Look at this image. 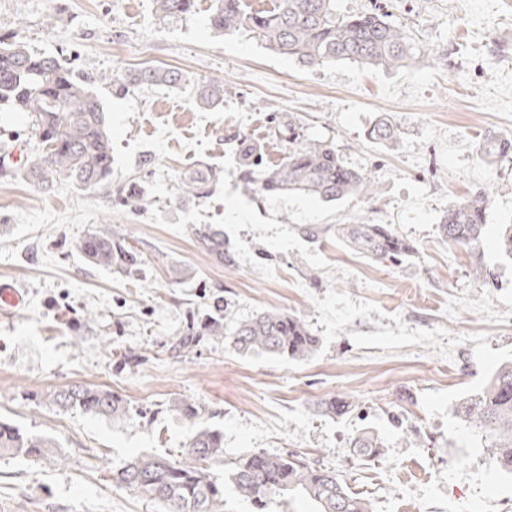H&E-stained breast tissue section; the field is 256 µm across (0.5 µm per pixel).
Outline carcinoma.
Here are the masks:
<instances>
[{
	"instance_id": "carcinoma-1",
	"label": "carcinoma",
	"mask_w": 512,
	"mask_h": 512,
	"mask_svg": "<svg viewBox=\"0 0 512 512\" xmlns=\"http://www.w3.org/2000/svg\"><path fill=\"white\" fill-rule=\"evenodd\" d=\"M161 19L188 15L195 0H154ZM208 26L216 34L233 35L247 30L266 49L314 68L336 61H350L385 71L406 67L416 59L417 46L408 30L391 23L379 9L342 14L335 0H272V7L252 10L246 0H214ZM183 83L180 72L144 67L117 82L123 92L131 85L175 88ZM224 102V81L211 78L198 86L196 103L215 108ZM0 109L22 112L32 121L39 146L19 161L6 164L8 153L0 154V171L11 172L42 188L60 181L80 190L98 189L112 176V140L108 112L90 84L77 76L69 63L53 56L34 54L26 45L0 38ZM285 132L288 152L276 165L251 163L242 173L244 186L252 193L269 195L301 190L326 202L348 196H370L375 192L371 177L348 166L331 143L309 141L290 118ZM398 125L378 118L368 130V138L383 145L394 144ZM512 152V141L492 139L483 144L487 156ZM220 172L196 169L184 175L179 191L204 198ZM118 201L125 206L142 202L140 190L131 184L121 188ZM487 199L480 192L455 201L440 219V231L448 243L466 250L472 257L480 253L485 236ZM192 236L199 248L217 263L232 265L234 255L224 248V233L211 224H194ZM300 234L314 242L328 237L353 250L381 260L398 261L415 253L414 245L386 224H302ZM84 258L100 267L134 270L143 261L140 252L126 240V234L104 224L78 245ZM219 336L224 323L218 317L191 319L178 340L182 350L191 348L205 334ZM231 344L240 352L266 353L301 359L314 352L318 338L298 317L279 309H269L238 324L230 333ZM62 407L78 408L103 417H120L126 405L112 393L74 386L51 394ZM328 416H343L353 410L345 397L333 396L318 403ZM180 414L192 427L183 457L136 456L117 472L120 486L150 497L159 512H213L224 497V483L209 467L221 461L224 438L217 431L198 425L201 409L194 404L179 406ZM456 414L464 423L482 432L484 448L503 470L512 474V362L501 366L484 390L462 398ZM54 448L42 435L22 431L0 422V452L9 451L41 461ZM356 455L371 461L383 454V445L374 434L363 432L353 439ZM231 483L242 497L264 510L271 497L287 490H299L319 508V512H368L367 503L349 490L334 470L305 462L296 454L270 456L252 454L239 461L231 472Z\"/></svg>"
}]
</instances>
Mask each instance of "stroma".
Segmentation results:
<instances>
[{
    "mask_svg": "<svg viewBox=\"0 0 512 512\" xmlns=\"http://www.w3.org/2000/svg\"><path fill=\"white\" fill-rule=\"evenodd\" d=\"M212 3L196 0L195 13L162 20L153 0H0V36L68 60L90 79L110 116L113 159L109 184L96 191L0 176V285L23 293L0 315V421L52 438L57 454L33 461L0 453V512H158L112 474L136 455L181 458L189 424L177 408L186 401L201 407L202 426L224 435L223 459L211 469L224 483L214 512H257L230 481L235 463L254 453H294L336 469L371 512H446L402 495L433 483L449 503H466V481L441 479L464 450L421 395L477 379L471 335L484 334L494 350L512 348V255L498 245L501 225L512 224V156L491 161L481 152L486 134L512 138V0H336L339 12L379 8L410 31L422 54L393 71L349 61L301 67L249 32L214 34ZM145 66L179 71L185 84L115 93L113 79ZM211 78L224 82V105L204 110L195 92ZM382 113L401 127L396 146L366 138ZM290 118L377 183L375 195L355 197L334 223L393 225L414 243L412 256L390 262L332 238L314 244L347 271L334 284L298 250L275 251L241 230L255 259L275 266L267 279L248 264H218L191 233L171 231L192 207L206 206L209 219L225 212L214 197L180 195L187 170L218 167L244 139L261 143L264 164L278 163L288 150L278 126ZM131 182L142 205H116L118 187ZM479 191L488 200L486 236L474 258L443 241L439 224L452 202ZM155 208L165 226L150 222ZM103 224L122 225L143 256L138 271L98 267L79 252ZM476 262L492 286L475 279ZM331 288L375 302L385 319L355 318L317 360L243 354L225 337L273 308L321 336L312 299ZM216 297L224 335L173 351L186 323ZM396 314L409 328L441 327L461 342L447 358L422 345L387 351L353 342L352 333L393 327ZM73 385L112 391L125 415L52 402L51 392ZM337 395L352 401V413L317 412V402ZM365 430L384 445L370 462L350 446Z\"/></svg>",
    "mask_w": 512,
    "mask_h": 512,
    "instance_id": "1",
    "label": "stroma"
}]
</instances>
